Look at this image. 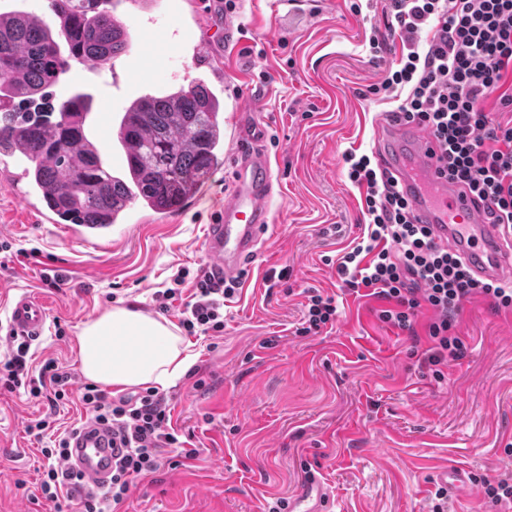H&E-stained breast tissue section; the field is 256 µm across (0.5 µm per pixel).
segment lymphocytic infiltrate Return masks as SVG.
I'll return each instance as SVG.
<instances>
[{
    "label": "lymphocytic infiltrate",
    "mask_w": 512,
    "mask_h": 512,
    "mask_svg": "<svg viewBox=\"0 0 512 512\" xmlns=\"http://www.w3.org/2000/svg\"><path fill=\"white\" fill-rule=\"evenodd\" d=\"M384 15L395 21L404 52L371 94L406 90L396 118L436 140L449 179L474 195L485 220L512 229V90L506 87L512 79V0H389ZM425 28L431 37L422 46L418 37ZM492 96L493 111L484 106ZM343 161L349 181L365 191L367 236L337 259L338 278L350 291L367 289L385 300L379 317L400 330L414 332L419 313L431 310L423 358L428 366L464 357L458 310L481 295L496 309L511 311L512 284L475 279L455 253L434 244L429 227L415 222L409 200L370 156L348 151ZM238 285L206 265L180 267L153 299L162 311L181 304L179 324L188 334L218 336L224 331V300ZM29 350L27 342H17L0 366V389L11 393L26 386L53 405L67 399L70 373L48 360L31 375ZM79 400L94 422L121 435L124 450L107 487L89 490L82 474L67 465L76 428L54 430L45 419L28 425V433L53 435L51 447L42 451L39 488L43 504L55 512H111L135 480L158 469L164 449H178L185 460L198 454L171 429L167 400L155 389L133 400H112L87 384Z\"/></svg>",
    "instance_id": "1"
}]
</instances>
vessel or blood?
<instances>
[{"label": "vessel or blood", "instance_id": "b4317fda", "mask_svg": "<svg viewBox=\"0 0 512 512\" xmlns=\"http://www.w3.org/2000/svg\"><path fill=\"white\" fill-rule=\"evenodd\" d=\"M192 8L198 26L218 30V39H197L181 28L169 30L168 35L190 49L195 62L210 65L215 80H223L224 61L217 47L232 43L238 30L224 20V0H194ZM379 129L382 167L396 178L418 221L430 226L435 243L460 256L476 278L512 283V236L504 235L501 225L478 218L471 193L443 173L437 142L414 125L387 116L381 118ZM235 155L234 190L217 207L204 241L210 265L228 279L237 277L243 260L257 252L271 222L274 188L259 125L240 129ZM69 233L94 247L112 244L108 224H74ZM48 315L41 301L26 294L16 296L9 308L10 332L25 341L38 340ZM117 454L111 434L91 422L75 436L70 462L89 485L100 488ZM327 502L322 482L311 476L289 499L285 512H326Z\"/></svg>", "mask_w": 512, "mask_h": 512}]
</instances>
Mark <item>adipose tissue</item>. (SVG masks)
<instances>
[{
	"instance_id": "adipose-tissue-1",
	"label": "adipose tissue",
	"mask_w": 512,
	"mask_h": 512,
	"mask_svg": "<svg viewBox=\"0 0 512 512\" xmlns=\"http://www.w3.org/2000/svg\"><path fill=\"white\" fill-rule=\"evenodd\" d=\"M77 344L84 376L108 386L165 388L195 361L175 325L133 307L118 306L89 319Z\"/></svg>"
}]
</instances>
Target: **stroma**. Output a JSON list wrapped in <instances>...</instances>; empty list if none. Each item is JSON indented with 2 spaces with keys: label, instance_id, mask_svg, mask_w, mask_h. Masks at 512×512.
<instances>
[{
  "label": "stroma",
  "instance_id": "1",
  "mask_svg": "<svg viewBox=\"0 0 512 512\" xmlns=\"http://www.w3.org/2000/svg\"><path fill=\"white\" fill-rule=\"evenodd\" d=\"M236 4L230 17L238 39L225 49L235 70L220 113L224 166L202 183L199 211L114 225V244L104 251L38 223L0 188V241L40 251L38 259L0 268V326L13 296L46 299L51 322L31 346L30 366L52 359L74 387L86 384L76 344L82 324L115 306L157 315L153 293L178 267L206 263L212 208L230 190L234 134L253 113L275 178L272 222L258 255L244 263L242 288L224 302L223 335L195 336L193 366L163 391L173 427L192 436L199 454L175 467L176 449H165L158 470L131 485L117 512H270L311 472L325 485L330 512H432L439 473L451 466L469 469L475 481L447 491L444 512H512L480 485L512 484V312L480 296L465 302L458 330L469 351L444 366L439 380L423 363L426 338L381 322L382 301L347 292L336 276L335 259L363 233V197L342 155L375 153L378 119L399 104L368 92L402 52L397 36L371 51L370 38L386 29L381 0H327L318 12L292 15L279 0ZM247 46L252 54H244ZM125 59L142 68L136 96L199 74L160 34L133 36ZM77 90L92 95L88 130L108 165L120 169L114 118L123 103L108 102L98 73L79 65L57 96ZM330 226L336 234L324 235ZM45 267L63 269L65 284L44 287ZM313 290L334 297L336 319L300 336ZM46 416L60 427L90 413L75 397L53 412L27 389L0 394V512H53L32 500L40 450L51 442L26 432Z\"/></svg>",
  "mask_w": 512,
  "mask_h": 512
}]
</instances>
